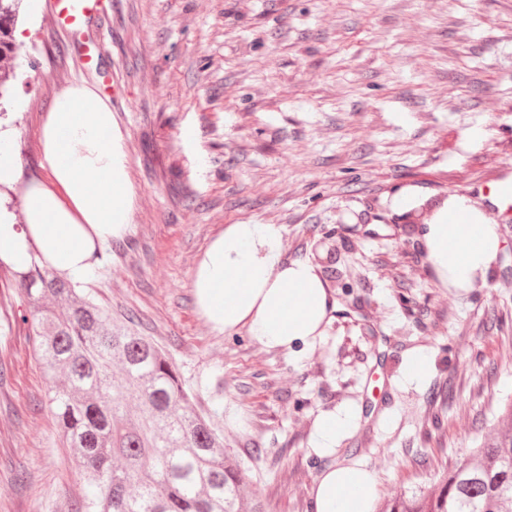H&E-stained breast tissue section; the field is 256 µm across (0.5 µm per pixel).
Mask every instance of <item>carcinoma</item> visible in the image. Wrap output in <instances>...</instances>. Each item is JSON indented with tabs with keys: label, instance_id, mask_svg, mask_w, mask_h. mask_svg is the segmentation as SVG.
Instances as JSON below:
<instances>
[{
	"label": "carcinoma",
	"instance_id": "obj_1",
	"mask_svg": "<svg viewBox=\"0 0 512 512\" xmlns=\"http://www.w3.org/2000/svg\"><path fill=\"white\" fill-rule=\"evenodd\" d=\"M21 0H0V85L15 58ZM33 320L35 359L53 378L49 406L83 473L75 512H265L224 453L212 416L193 407L177 367L134 316L117 323L39 262L11 271ZM380 512H512V400L495 435L439 479L431 495H401Z\"/></svg>",
	"mask_w": 512,
	"mask_h": 512
}]
</instances>
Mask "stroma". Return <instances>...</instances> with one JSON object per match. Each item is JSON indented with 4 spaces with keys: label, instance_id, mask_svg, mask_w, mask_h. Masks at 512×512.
Masks as SVG:
<instances>
[{
    "label": "stroma",
    "instance_id": "obj_1",
    "mask_svg": "<svg viewBox=\"0 0 512 512\" xmlns=\"http://www.w3.org/2000/svg\"><path fill=\"white\" fill-rule=\"evenodd\" d=\"M51 0L18 19L0 131L22 167L0 186L21 221L24 185L46 181L41 131L57 94H109L135 189L129 229L81 281L135 314L219 412L224 450L266 512H313L327 467L361 464L378 501L437 490L512 399V221L484 286H442L428 226L448 197L512 167V0H107L78 35ZM231 224H272L285 260L317 265L336 310L291 355L198 314L196 265ZM0 267V512H72L85 481L60 445L52 384ZM421 352L418 381L405 367ZM354 429L331 451L317 417Z\"/></svg>",
    "mask_w": 512,
    "mask_h": 512
}]
</instances>
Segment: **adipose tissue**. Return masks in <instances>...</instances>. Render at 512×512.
<instances>
[{"label": "adipose tissue", "instance_id": "adipose-tissue-1", "mask_svg": "<svg viewBox=\"0 0 512 512\" xmlns=\"http://www.w3.org/2000/svg\"><path fill=\"white\" fill-rule=\"evenodd\" d=\"M48 182L21 195L22 223L0 216V262L26 269L32 251L58 276L87 277L93 256L126 233L133 210L124 138L111 106L86 84L61 91L42 126ZM462 213L466 223H451ZM502 246L496 224L470 200L451 197L425 235L439 279L485 284ZM200 315L221 332L245 329L265 347L291 353L331 320L336 303L317 268L284 260L272 224H232L211 240L194 273ZM376 480L362 466L331 468L314 485V512H371Z\"/></svg>", "mask_w": 512, "mask_h": 512}]
</instances>
